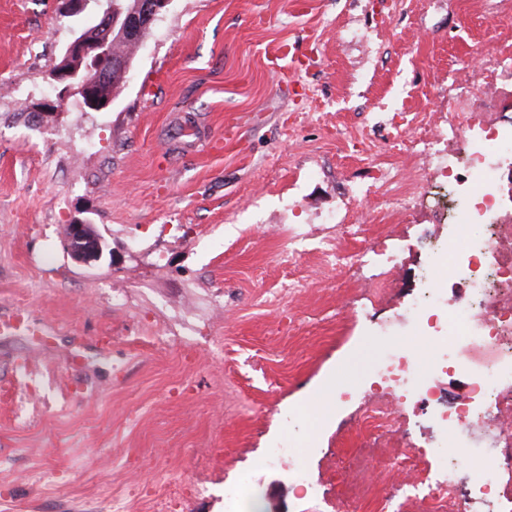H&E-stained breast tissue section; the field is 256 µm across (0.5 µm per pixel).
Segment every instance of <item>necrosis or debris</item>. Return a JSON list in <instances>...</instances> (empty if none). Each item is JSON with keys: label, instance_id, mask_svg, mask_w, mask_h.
<instances>
[{"label": "necrosis or debris", "instance_id": "1", "mask_svg": "<svg viewBox=\"0 0 512 512\" xmlns=\"http://www.w3.org/2000/svg\"><path fill=\"white\" fill-rule=\"evenodd\" d=\"M449 137L465 136L470 144L471 176L459 184L463 204L436 254V268L466 273L473 304L445 309L441 291L435 290L415 306L418 327L443 349L439 363L420 370L400 343H392L372 364L374 372L395 388L415 390L432 399L445 371L463 378L478 402L471 410L445 411L444 430L452 435L480 430L492 441L486 467L505 476L504 498L512 499V428L497 423L499 415L512 414V219L495 214L496 193L502 170H512V127L485 135L471 113L461 112L448 124ZM481 227V238L468 232ZM408 486L396 487L386 499L384 512H409L426 500L433 512H462L463 494L457 466L442 448L428 452Z\"/></svg>", "mask_w": 512, "mask_h": 512}]
</instances>
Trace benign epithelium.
I'll return each mask as SVG.
<instances>
[{
  "instance_id": "1",
  "label": "benign epithelium",
  "mask_w": 512,
  "mask_h": 512,
  "mask_svg": "<svg viewBox=\"0 0 512 512\" xmlns=\"http://www.w3.org/2000/svg\"><path fill=\"white\" fill-rule=\"evenodd\" d=\"M169 0H140L139 13L126 22L127 30L136 31L151 26L159 19ZM96 24L74 28L63 48V65L51 74L58 89L61 101L69 98L79 100L85 107L100 111L112 102V96L91 90L89 86H99L108 77V71L99 67L100 60L110 57L111 67L127 70L130 60L112 54V30L118 22L113 12L112 0L98 4ZM68 251L71 257L81 263L99 262L104 255L102 239L94 232L87 219H74L68 226Z\"/></svg>"
}]
</instances>
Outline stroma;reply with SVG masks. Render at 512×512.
Wrapping results in <instances>:
<instances>
[{"instance_id":"stroma-1","label":"stroma","mask_w":512,"mask_h":512,"mask_svg":"<svg viewBox=\"0 0 512 512\" xmlns=\"http://www.w3.org/2000/svg\"><path fill=\"white\" fill-rule=\"evenodd\" d=\"M69 35L61 0H0V321L21 310L34 329L0 335V512L178 488L177 512H224L242 478L268 512H381L406 447L446 439L367 366L399 340L427 368L409 301L470 297L417 244L441 237L430 203L359 191L394 167L439 192L410 145L456 106L512 123V0H171L101 112L57 99ZM76 217L111 259L71 258ZM293 230L334 237L333 257L288 261ZM284 442L309 488L261 464Z\"/></svg>"}]
</instances>
